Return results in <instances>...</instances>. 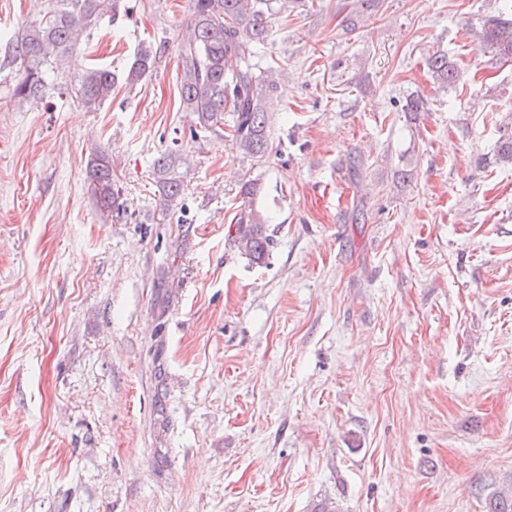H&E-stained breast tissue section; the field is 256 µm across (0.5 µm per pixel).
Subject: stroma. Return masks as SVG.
<instances>
[{"mask_svg": "<svg viewBox=\"0 0 512 512\" xmlns=\"http://www.w3.org/2000/svg\"><path fill=\"white\" fill-rule=\"evenodd\" d=\"M51 5L0 0V512H487L512 493V60L476 30L498 0H380L351 31L353 0L271 16L259 160L177 103L191 0H120L73 52L67 80L163 44L98 111L64 89L17 108L5 47ZM437 53L457 85L433 81ZM95 147L120 209L94 195ZM248 180L258 264L228 238ZM428 69L442 87H453L459 79V70L456 64L445 54L431 57L428 61ZM181 163V157L173 151L161 154L154 163L155 173L161 187V196L168 207L176 206L182 193V184L178 175Z\"/></svg>", "mask_w": 512, "mask_h": 512, "instance_id": "obj_1", "label": "stroma"}]
</instances>
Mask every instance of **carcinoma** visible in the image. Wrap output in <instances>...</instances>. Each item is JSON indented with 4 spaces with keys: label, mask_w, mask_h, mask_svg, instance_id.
I'll list each match as a JSON object with an SVG mask.
<instances>
[{
    "label": "carcinoma",
    "mask_w": 512,
    "mask_h": 512,
    "mask_svg": "<svg viewBox=\"0 0 512 512\" xmlns=\"http://www.w3.org/2000/svg\"><path fill=\"white\" fill-rule=\"evenodd\" d=\"M502 11L481 18L479 38L504 58L512 59V0H500ZM281 0H193L189 33L179 49L182 67L179 84L180 107L194 112L199 130L194 135L214 132L231 117L236 147L253 158H262L269 148L268 107L275 81L260 65L258 45L269 33V18ZM119 0H55L41 18L28 23L5 50L18 64L12 78V98L18 105L42 100L61 78V65L68 54L90 38L92 27L102 20H115ZM162 44L141 40L133 59L121 76L105 65L92 64L70 81L79 106L95 112L112 97L117 84L129 87L148 76L157 62ZM428 69L444 87L459 79L456 64L438 54L428 61ZM181 157L168 151L154 163L167 206L176 205L182 193L178 168ZM94 193L107 208L120 206L119 191L112 180L107 155L92 152L90 165ZM261 186L246 181L241 187L243 203L235 215L239 250L253 262L264 260L270 238L266 219L253 207Z\"/></svg>",
    "instance_id": "1"
}]
</instances>
